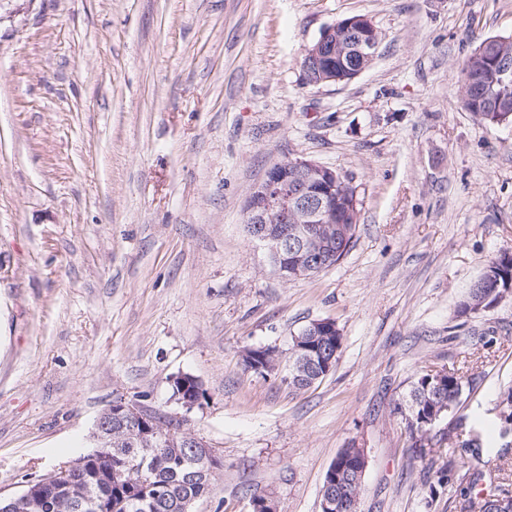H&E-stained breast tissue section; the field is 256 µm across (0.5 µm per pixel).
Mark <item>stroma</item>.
Here are the masks:
<instances>
[{
	"label": "stroma",
	"instance_id": "35a3bbf8",
	"mask_svg": "<svg viewBox=\"0 0 512 512\" xmlns=\"http://www.w3.org/2000/svg\"><path fill=\"white\" fill-rule=\"evenodd\" d=\"M360 15L371 65L307 84L306 47ZM512 37V0H0V497L86 452L132 400L222 465L192 512H321L340 449H366L362 512H457L428 499L394 406L420 372L472 377L464 427L499 428L512 296L457 317L512 250V126L463 105L461 68ZM335 170L361 202L336 265L286 279L244 228L275 162ZM335 369L289 387L310 322ZM272 347L260 375L244 349ZM196 376L192 411L172 379Z\"/></svg>",
	"mask_w": 512,
	"mask_h": 512
}]
</instances>
